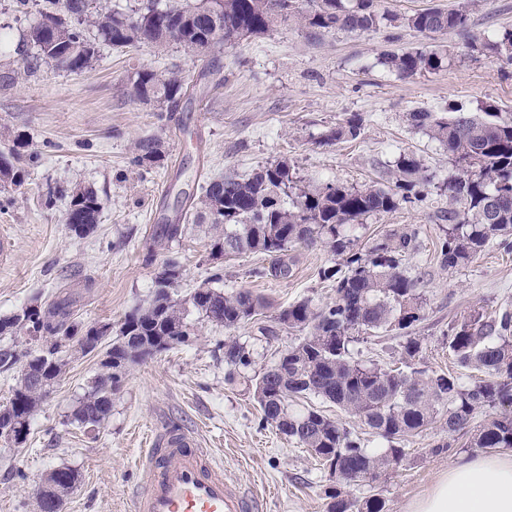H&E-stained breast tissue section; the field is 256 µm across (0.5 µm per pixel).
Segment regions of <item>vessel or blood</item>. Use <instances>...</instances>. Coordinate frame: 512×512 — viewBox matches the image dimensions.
<instances>
[{
  "mask_svg": "<svg viewBox=\"0 0 512 512\" xmlns=\"http://www.w3.org/2000/svg\"><path fill=\"white\" fill-rule=\"evenodd\" d=\"M133 512H258L259 501L227 479L216 457L181 430H168L139 464Z\"/></svg>",
  "mask_w": 512,
  "mask_h": 512,
  "instance_id": "b4317fda",
  "label": "vessel or blood"
}]
</instances>
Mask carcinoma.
<instances>
[{
	"label": "carcinoma",
	"instance_id": "carcinoma-1",
	"mask_svg": "<svg viewBox=\"0 0 512 512\" xmlns=\"http://www.w3.org/2000/svg\"><path fill=\"white\" fill-rule=\"evenodd\" d=\"M298 0H193L191 3L159 5L147 0L130 13L115 10L107 0H9L15 20L28 25L13 41L0 25V55L13 53L23 72L33 75L52 65L70 73L93 66L101 44L114 49L132 48L147 42L164 47L173 42L187 53L205 56L241 38L271 31L290 18L313 31L367 32L381 25H403L419 32L440 33L462 28L464 10L427 8L412 14L375 9L374 0H309L310 9L300 10ZM484 48L512 60V31ZM382 63L403 76L443 67L445 56L422 49L385 53ZM134 95L174 112L187 92L185 80L150 68L131 76ZM410 121L427 130L448 150L456 175L444 182L449 197L460 208L448 209V228L439 242L441 264L465 265L497 239L512 248V114L481 102L475 110L456 109L448 115L412 112ZM361 120L352 117L326 135L328 141L356 139ZM19 137L6 152H0L5 181L24 183L25 169L41 164L37 152L25 153ZM163 160L161 141L139 140L131 164L142 166ZM395 188L375 185L344 187L335 182L304 183L286 161L261 167L249 176L228 175L211 181L205 194L192 201L186 213L198 223L211 225V253L221 255L261 252L274 257L270 274L289 273L285 252L292 244H324L343 257L347 271L334 266L321 275L335 283L336 300L315 307L310 300L291 305L278 315L280 323L303 333L285 348L278 361L251 379L260 423L271 426L289 442L305 448L328 466L336 481H363L366 474L380 477L405 456L401 439L433 427L450 437L466 436L469 448H512V310L504 307L487 315L475 311L448 327V354L460 368L477 370L483 378L471 384L456 372L429 371L414 366L422 352L415 326L424 319L420 278L400 268L402 257L416 250L418 230L376 239L365 250L356 248L349 226L373 214L396 209L400 202L423 199L433 178L424 174L420 161L403 155L397 164ZM69 209L88 234L99 222L101 203L96 192L79 187L71 191ZM183 224H158L153 248L145 256L150 265L155 247L180 238ZM210 305L197 311L226 329L262 314L267 303L248 288L226 293L206 287ZM63 303L37 307L21 318L20 313L0 319V336L23 334L41 343L51 361L29 362L43 383L30 387L20 378L11 400V410L0 417V439L26 441L30 421L39 400L60 376L64 361L56 354L65 344L87 337L83 351H93L100 331L67 322ZM394 331L402 339L405 367L389 368L366 363L354 356L353 332ZM191 328L186 309L164 288L154 289L151 300L127 314L110 347L112 361L96 376L75 409V419L86 428L99 426L112 411V393L128 368L150 357L188 343ZM30 352L14 346L0 347V368L9 370L26 360ZM224 364L228 379L251 365L250 353L235 338L224 341ZM319 397L358 416L388 447L374 450L322 411L292 407V402ZM494 413L479 425L476 414ZM50 480L63 491L73 487L75 473L60 468ZM328 512H382L376 495L364 500L328 491Z\"/></svg>",
	"mask_w": 512,
	"mask_h": 512
}]
</instances>
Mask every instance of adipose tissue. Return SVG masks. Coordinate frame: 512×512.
<instances>
[{
  "instance_id": "obj_1",
  "label": "adipose tissue",
  "mask_w": 512,
  "mask_h": 512,
  "mask_svg": "<svg viewBox=\"0 0 512 512\" xmlns=\"http://www.w3.org/2000/svg\"><path fill=\"white\" fill-rule=\"evenodd\" d=\"M406 512H512V452L459 460Z\"/></svg>"
}]
</instances>
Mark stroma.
Listing matches in <instances>:
<instances>
[{"mask_svg": "<svg viewBox=\"0 0 512 512\" xmlns=\"http://www.w3.org/2000/svg\"><path fill=\"white\" fill-rule=\"evenodd\" d=\"M379 10L413 13L434 5L466 8L465 27L427 35L404 26L355 33H316L288 20L203 58L177 44L132 50L100 45L92 68L80 74L47 67L0 85V147L22 137L42 163L22 187L0 183V238L13 245L0 264V318L28 304L68 300L82 326H119L125 314L146 304L162 260L145 264L157 224L201 196L209 180L246 176L280 160L298 176L320 184L394 187L395 162L408 154L441 181L453 173L448 153L409 115L448 113L492 102L512 113V61L486 53L481 44L512 29V0H377ZM424 48L446 54L440 70L403 78L388 71L382 54ZM149 67L185 77L192 89L176 111L144 104L132 90L135 69ZM362 121L357 139L327 142L324 134L348 118ZM159 138L161 164L132 166L136 142ZM93 189L103 208L88 235L65 224L69 189ZM453 205L447 193L374 215L357 229L368 247L393 231L414 227L418 248L402 268L422 279L424 318L415 328L423 342L420 366L453 369L445 334L450 323L475 311L512 307V250L490 245L467 265L440 263L441 216ZM208 225L188 223L169 243L181 276L172 290L185 301L212 274L224 290L248 288L269 305L258 319L233 330L190 312L194 338L130 366L112 398V412L95 430L75 422L73 411L89 382L101 373L102 351L63 349L66 366L43 398L23 444L0 442V512H40L39 492L54 470L67 467L78 480L63 495L61 512H132L139 486L135 464L163 424L177 421L224 461V472L255 494L263 512H327L335 476L288 442L260 415L248 382L272 366L295 338L279 312L301 300L324 306L336 299L324 268L340 257L316 244L289 247L288 277L270 276L272 257L245 253L221 260L210 255ZM249 349L250 368L228 381L224 340ZM356 357L400 366V340L382 331L354 345ZM435 430L404 437L406 455L374 486L347 484L355 498L378 494L384 512H405L465 455L464 439L437 452Z\"/></svg>", "mask_w": 512, "mask_h": 512, "instance_id": "1", "label": "stroma"}]
</instances>
